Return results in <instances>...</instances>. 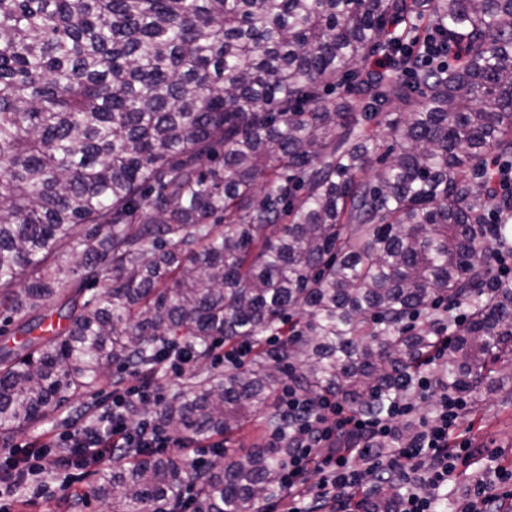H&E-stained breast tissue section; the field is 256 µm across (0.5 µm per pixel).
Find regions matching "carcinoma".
I'll return each instance as SVG.
<instances>
[{"mask_svg": "<svg viewBox=\"0 0 512 512\" xmlns=\"http://www.w3.org/2000/svg\"><path fill=\"white\" fill-rule=\"evenodd\" d=\"M418 22L462 62L418 64L389 30ZM380 53L390 70L365 71ZM492 153L512 160V0H0V315L34 314L0 347V432L115 366L152 378L246 341L156 413L193 440L260 418L273 440L204 473L145 449L96 498L163 512L192 475L199 512H261L291 453L281 383L372 417L425 372L503 385L512 200L488 193ZM210 358H208L201 366V376L204 377L208 373H221L220 369H222V372H224V364L227 363L230 359H236L239 360L241 355L238 352H227L224 351V338H216L213 341V346L210 351ZM215 369L218 370H212L210 367L212 365Z\"/></svg>", "mask_w": 512, "mask_h": 512, "instance_id": "cac0c4a2", "label": "carcinoma"}]
</instances>
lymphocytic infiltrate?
<instances>
[{
	"mask_svg": "<svg viewBox=\"0 0 512 512\" xmlns=\"http://www.w3.org/2000/svg\"><path fill=\"white\" fill-rule=\"evenodd\" d=\"M124 371L125 379L115 382L103 399L76 411L48 441L19 445L0 456V512H12L31 478L61 469L69 487L86 478L89 466L121 461L140 448L158 455L176 449L191 456L197 470L207 469L206 455L192 453L190 442L153 415L165 399L163 392L140 382L134 365ZM278 404L294 424L277 493L281 512H348L362 486L375 495L401 487L412 476L423 493L401 492L393 512H434L435 494L447 485L457 460L475 454L467 440L453 437L468 405L466 396L455 392L441 395L430 420L415 418L413 404L404 400L381 419L346 412L336 398H310L288 388ZM313 471L319 479L309 504L301 490ZM458 512H512V471L499 469L493 483L473 479Z\"/></svg>",
	"mask_w": 512,
	"mask_h": 512,
	"instance_id": "lymphocytic-infiltrate-1",
	"label": "lymphocytic infiltrate"
}]
</instances>
